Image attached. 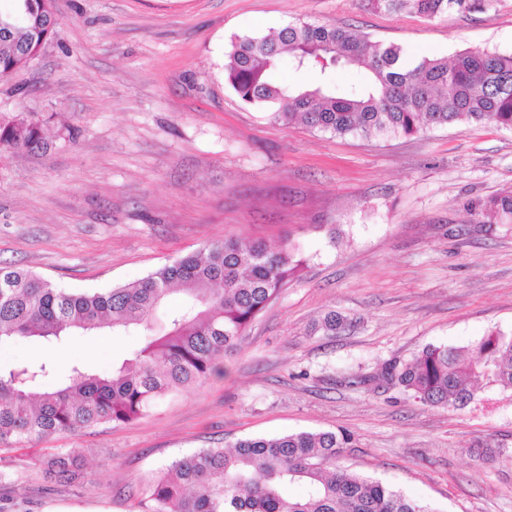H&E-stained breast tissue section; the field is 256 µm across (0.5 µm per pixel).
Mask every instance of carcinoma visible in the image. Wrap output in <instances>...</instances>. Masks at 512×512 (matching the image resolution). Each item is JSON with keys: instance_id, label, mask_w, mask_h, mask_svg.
Segmentation results:
<instances>
[{"instance_id": "carcinoma-1", "label": "carcinoma", "mask_w": 512, "mask_h": 512, "mask_svg": "<svg viewBox=\"0 0 512 512\" xmlns=\"http://www.w3.org/2000/svg\"><path fill=\"white\" fill-rule=\"evenodd\" d=\"M0 12V79L25 67L19 50L45 44L57 25L52 0H11ZM377 10L438 17L465 12L481 0H367ZM297 70L320 76L313 86L275 83L283 54ZM225 78L246 105L266 107L283 124L300 121L323 132L365 137L410 135L453 124L512 128V53L463 51L448 61L422 58L343 27L299 22L266 36L231 42ZM340 64L363 69L359 86L339 94L331 74ZM48 146L43 123L19 114L0 123V150ZM484 224L512 218V193L475 207ZM299 262L286 249L262 241L226 239L176 259L142 280L105 290L68 292L41 276L0 268V342L15 337L54 344L102 329L144 337L132 357L99 374L82 364L65 377L48 361L0 368V444H24L55 433L78 434L103 423L130 422L157 399L202 383L219 357L234 353L249 324L296 275ZM173 293L181 306L155 313ZM347 326L334 312L315 330L334 335ZM490 371L512 388V335L492 332L468 356L448 346H428L412 360L385 366L422 404L465 406L468 379ZM351 443L346 432H299L240 440L232 449H202L171 464L149 487L151 512H429L379 481L339 465ZM45 473L71 482L84 470L74 450L44 459ZM305 493L293 497L289 490Z\"/></svg>"}]
</instances>
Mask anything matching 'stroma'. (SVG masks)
<instances>
[{
    "label": "stroma",
    "instance_id": "35a3bbf8",
    "mask_svg": "<svg viewBox=\"0 0 512 512\" xmlns=\"http://www.w3.org/2000/svg\"><path fill=\"white\" fill-rule=\"evenodd\" d=\"M41 53L0 80V119L50 127L0 154V264L59 288L122 286L227 238L289 246L303 267L202 384L147 415L0 446V512H149L173 461L238 440L345 431L341 466L432 512H512V389L480 374L464 407L422 405L382 367L424 348L512 333V129L452 125L336 136L275 122L225 83L234 36L299 21L356 29L415 58L512 52V0L427 18L364 0H53ZM336 312L348 326L314 328ZM132 333L69 337L59 372H108ZM364 384H353L356 376ZM502 446L486 455L483 443ZM77 450L85 477L46 479ZM484 224H492L512 218V193H504L480 202L474 207Z\"/></svg>",
    "mask_w": 512,
    "mask_h": 512
}]
</instances>
